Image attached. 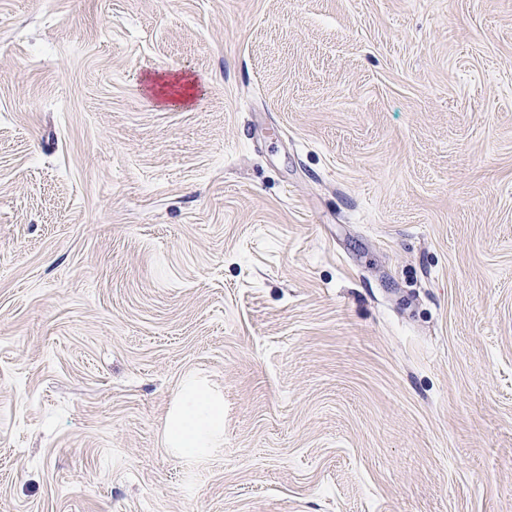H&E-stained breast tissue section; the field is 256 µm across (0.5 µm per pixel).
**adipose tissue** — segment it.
<instances>
[{
  "label": "adipose tissue",
  "mask_w": 512,
  "mask_h": 512,
  "mask_svg": "<svg viewBox=\"0 0 512 512\" xmlns=\"http://www.w3.org/2000/svg\"><path fill=\"white\" fill-rule=\"evenodd\" d=\"M224 435V405L195 382H185L167 440L179 452L198 456L218 447Z\"/></svg>",
  "instance_id": "ef3b65f1"
}]
</instances>
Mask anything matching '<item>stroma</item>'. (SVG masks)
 Instances as JSON below:
<instances>
[{
    "label": "stroma",
    "instance_id": "stroma-1",
    "mask_svg": "<svg viewBox=\"0 0 512 512\" xmlns=\"http://www.w3.org/2000/svg\"><path fill=\"white\" fill-rule=\"evenodd\" d=\"M0 512H512V0H0ZM224 435V404L206 389L187 381L167 428V440L186 456L217 448Z\"/></svg>",
    "mask_w": 512,
    "mask_h": 512
}]
</instances>
